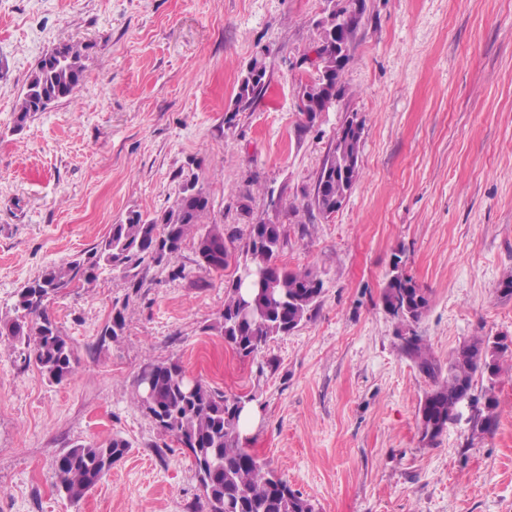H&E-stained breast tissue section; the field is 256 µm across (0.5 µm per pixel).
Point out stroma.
<instances>
[{"label": "stroma", "instance_id": "1", "mask_svg": "<svg viewBox=\"0 0 512 512\" xmlns=\"http://www.w3.org/2000/svg\"><path fill=\"white\" fill-rule=\"evenodd\" d=\"M328 0H0V318L46 268L95 246L129 211L170 206L198 175L211 221L282 225L281 262L316 270L311 318L238 356L215 329L239 261L209 271L192 244L172 279L139 291L104 273L50 303L75 352L48 383L0 340V512H204L190 453L133 401L148 362L250 399L242 443L318 512H512V371L498 426L422 442L431 379L402 350L381 293L394 254L426 288L416 330L440 367L476 336H512V0H363L345 91L314 122L298 94ZM90 44L76 98L13 132L26 79L54 45ZM266 67L250 103L238 86ZM364 123L359 179L330 216L311 210L338 129ZM119 339L103 331L116 310ZM115 436L130 451L71 504L54 460Z\"/></svg>", "mask_w": 512, "mask_h": 512}]
</instances>
